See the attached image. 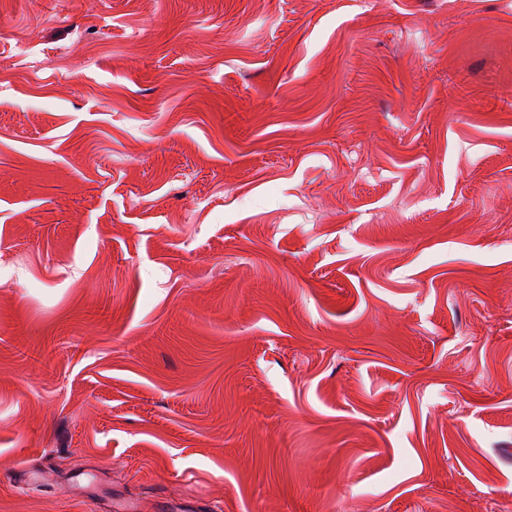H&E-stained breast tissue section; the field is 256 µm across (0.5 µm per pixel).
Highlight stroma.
Returning a JSON list of instances; mask_svg holds the SVG:
<instances>
[{
    "mask_svg": "<svg viewBox=\"0 0 512 512\" xmlns=\"http://www.w3.org/2000/svg\"><path fill=\"white\" fill-rule=\"evenodd\" d=\"M124 499L512 512V0H0V512Z\"/></svg>",
    "mask_w": 512,
    "mask_h": 512,
    "instance_id": "35a3bbf8",
    "label": "stroma"
}]
</instances>
